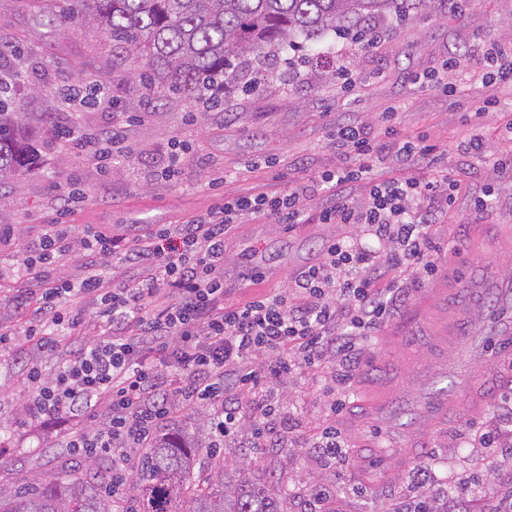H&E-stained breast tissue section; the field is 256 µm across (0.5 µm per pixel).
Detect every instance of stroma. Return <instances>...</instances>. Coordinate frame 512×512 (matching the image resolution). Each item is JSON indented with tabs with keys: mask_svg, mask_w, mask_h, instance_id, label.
I'll use <instances>...</instances> for the list:
<instances>
[{
	"mask_svg": "<svg viewBox=\"0 0 512 512\" xmlns=\"http://www.w3.org/2000/svg\"><path fill=\"white\" fill-rule=\"evenodd\" d=\"M378 30L381 37L369 48L328 35L319 58L310 61L304 50H287V58L303 61L291 80L262 81L248 95L226 88L222 109L198 99L171 109L139 79L125 50L97 28L49 21L40 0H0V43L23 50L21 58L2 59L0 66L41 87L36 95L20 91L14 109L30 126L40 125L43 115L52 117L38 163L0 185V225L10 227L0 240V329L17 335L0 351V485L82 469L81 459L62 446L74 429L68 416L39 422L24 416L28 369L54 377L63 355L23 339L34 321L17 314L15 298L24 283L7 275L62 202L70 204L74 234L94 224L132 238L148 225L179 224L205 213L228 195L306 188L301 224L290 229L249 218L228 234L224 279L233 286L232 298L244 303L287 286L319 261L322 244L335 230L318 221L331 196L315 182L345 161L332 133L339 124L355 123L379 135L387 113L403 135L436 145L440 162L451 165L463 185L435 226L439 269L422 286L408 282L399 288L386 323L355 352L343 412L329 408L331 378L299 376L283 387L271 442L257 451L241 436L227 451L252 460L254 482L274 492L286 488L290 512H307L319 479L335 488L337 512H403L420 494L447 495L460 475L472 483L470 498L480 500L512 476V358L485 362L498 382L490 402L466 416L454 414L462 401L461 378L482 360L493 306L505 308L504 319L512 322V177L462 151L477 134L490 155H512V89L489 75L480 83L470 76L490 54L512 50V0H468L464 10L419 13L400 25L379 24ZM346 64L353 70L351 87L325 79L326 66ZM79 80L107 82L115 103L69 101L64 91ZM490 98L495 108L482 110ZM71 126L96 133L125 128L131 150L114 161L110 179L58 138L59 130ZM177 150L181 170L164 177ZM74 182L86 196L71 202ZM485 188L492 191L490 202L475 210ZM254 266L264 270L265 282L241 284V275ZM384 392L395 396L400 414L385 442L368 424L370 406ZM437 394L447 395L450 412L430 429L428 447L408 457L416 405ZM326 427L352 438V464L340 467L315 447ZM495 430L497 447H479V434Z\"/></svg>",
	"mask_w": 512,
	"mask_h": 512,
	"instance_id": "stroma-1",
	"label": "stroma"
}]
</instances>
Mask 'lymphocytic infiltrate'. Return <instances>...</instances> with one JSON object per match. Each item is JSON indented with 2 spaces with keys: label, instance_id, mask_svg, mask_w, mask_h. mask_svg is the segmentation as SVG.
Wrapping results in <instances>:
<instances>
[{
  "label": "lymphocytic infiltrate",
  "instance_id": "f902f5d3",
  "mask_svg": "<svg viewBox=\"0 0 512 512\" xmlns=\"http://www.w3.org/2000/svg\"><path fill=\"white\" fill-rule=\"evenodd\" d=\"M75 142L104 174L113 156L127 151L120 129L104 137L80 132ZM333 142L350 162L322 176L334 202L320 221L354 227V237L331 238L320 261L292 286L246 304L229 299L224 240L244 215L300 223L303 189L227 197L184 223L159 224L132 239L94 227L74 238L62 215L28 249L17 270L27 283L19 305L36 302L41 347L58 350L89 320L104 329L66 355L53 379L29 369V419L76 418L79 429L64 445L79 457H107L113 493H131L129 453L150 440L173 407H215L222 437L231 440L240 433L239 409L226 406L224 397L237 385L247 393L253 431L267 439L288 377L328 368L337 392H344L350 381L337 364L383 322L395 279L419 285L437 272L432 226L460 190L452 171L381 181L375 170L385 157L364 127L337 126ZM358 184L365 194L356 200ZM59 256L78 258L79 278L50 275ZM111 261L143 271L107 289L102 271ZM88 296L94 307H79Z\"/></svg>",
  "mask_w": 512,
  "mask_h": 512
}]
</instances>
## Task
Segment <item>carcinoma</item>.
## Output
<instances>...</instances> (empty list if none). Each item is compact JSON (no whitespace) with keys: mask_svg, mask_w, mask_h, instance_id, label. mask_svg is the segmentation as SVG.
<instances>
[{"mask_svg":"<svg viewBox=\"0 0 512 512\" xmlns=\"http://www.w3.org/2000/svg\"><path fill=\"white\" fill-rule=\"evenodd\" d=\"M444 0H47L46 12L71 25L91 24L123 46L153 89L181 106L212 87L234 81L245 93L275 71L282 49L329 33L368 40L370 25L403 19ZM19 75L0 74V185L31 164L40 131L10 107ZM210 472H195L202 448ZM130 499L112 496L95 464L80 475L49 474L13 488L0 487V512H288L251 482V461L224 456L187 432H159L135 451Z\"/></svg>","mask_w":512,"mask_h":512,"instance_id":"carcinoma-1","label":"carcinoma"}]
</instances>
